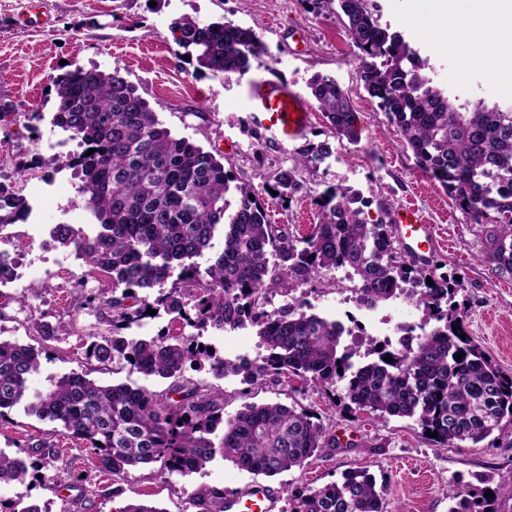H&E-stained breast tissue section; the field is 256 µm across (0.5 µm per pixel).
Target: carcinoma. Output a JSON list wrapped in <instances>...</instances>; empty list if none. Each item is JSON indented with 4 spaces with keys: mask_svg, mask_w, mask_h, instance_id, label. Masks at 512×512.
I'll list each match as a JSON object with an SVG mask.
<instances>
[{
    "mask_svg": "<svg viewBox=\"0 0 512 512\" xmlns=\"http://www.w3.org/2000/svg\"><path fill=\"white\" fill-rule=\"evenodd\" d=\"M304 2L314 13L336 15L351 41L360 85L378 100L403 150L454 196L469 223L492 225L493 260L500 272L512 274V236L500 232V224H512V106L462 104L435 86L416 50L380 25L375 0ZM170 32L214 77L243 76L251 58L268 53L253 28L232 21L205 24L184 16L171 23ZM54 87L53 123L83 146L66 164L99 230L89 237L57 224L52 240L61 248L78 246L88 270L108 274L112 285L111 295L101 290L86 300L112 327L110 336H91L86 359L101 371L124 362L173 384L158 393L73 371L30 400L28 378L57 340L53 326L32 317L37 345L0 338V417L26 403L28 413L84 442L100 470L119 479L156 462L170 473L196 472L218 451L242 470L273 477L303 466L321 448L336 447V438L313 414L294 406L248 403L224 419L223 390L185 378L188 367H206L218 379L230 370L249 387L290 376L313 381L356 412L382 421L405 418L424 433L437 432L433 441L443 447L478 444L512 425V374L467 336L455 301L460 284L436 274L430 260L404 251L392 223L368 222L349 190L320 193L311 233L296 236L269 222L250 183L230 186L214 153L164 127L119 70L76 66L56 77ZM308 89L331 137L360 143L357 112L336 77L317 72ZM333 154L327 141L297 153L291 167L278 172L273 190L292 198L306 185L300 173ZM231 190L233 206L226 199ZM25 204L20 193L0 183V227L17 223ZM219 232L224 245L214 253ZM177 266L186 287L166 291ZM339 267L348 269L364 305L377 307L402 294L422 311L411 347L389 351L370 338L346 345L343 329L310 307L266 309L268 292L288 296L294 286L319 282ZM161 308L197 334H122L148 310ZM247 325L264 349L261 365L226 363L210 348L199 349L196 337L202 333ZM27 450L44 464L53 462L47 442ZM27 474L25 458L0 452V483H22ZM491 492L487 497L485 489L467 486L449 512H496L497 497L512 494V486ZM384 495L371 474L353 470L340 483L298 492L291 512H386ZM188 505L195 512H224V495L202 487L189 495Z\"/></svg>",
    "mask_w": 512,
    "mask_h": 512,
    "instance_id": "cac0c4a2",
    "label": "carcinoma"
}]
</instances>
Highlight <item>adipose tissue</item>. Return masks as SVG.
Segmentation results:
<instances>
[{"label":"adipose tissue","instance_id":"ef3b65f1","mask_svg":"<svg viewBox=\"0 0 512 512\" xmlns=\"http://www.w3.org/2000/svg\"><path fill=\"white\" fill-rule=\"evenodd\" d=\"M477 13H464L458 16L455 28L464 31L475 21H489L494 25L492 32L486 33L478 51L487 62L512 55V0H476Z\"/></svg>","mask_w":512,"mask_h":512}]
</instances>
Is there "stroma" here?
<instances>
[{"label": "stroma", "instance_id": "1", "mask_svg": "<svg viewBox=\"0 0 512 512\" xmlns=\"http://www.w3.org/2000/svg\"><path fill=\"white\" fill-rule=\"evenodd\" d=\"M29 2L0 0V106L12 111L0 120V183L16 187L26 197L40 194L45 224L69 222L64 205L76 184L64 165L76 144L52 124V79L70 62L106 72L120 70L166 127L224 155L231 179L253 185L272 223L307 234L316 222L313 197L298 194L286 201L272 195L269 187L299 150L327 139L325 122L321 113H314L304 138L284 145L273 142L248 119L247 84L277 75L303 93L314 72H326L350 92L362 139L356 145H337L335 157L305 171L307 184L319 192L332 187L360 191L371 222L383 219L388 207L422 209L438 230L432 260L440 263L442 273L461 278L457 301L467 314L471 336L496 364L512 372V275L500 272L493 262L485 226L467 223L454 198L418 170L412 155L399 146L393 125L357 81L349 40L336 18L312 13L303 0H40L48 20L34 26L26 21ZM377 3L382 27L411 40L440 75L455 67L448 52L456 42L454 15L468 12L469 0H457L452 14L439 0ZM183 16L205 23L228 19L252 27L268 53L252 60L247 76H212L173 41L170 25ZM470 70L469 100L512 101V80L499 81L477 62ZM29 233V225L20 223L0 232V250L19 258L27 272L23 285L0 287V337L31 343L34 313L56 327L58 339L42 356L31 378L32 389H45L51 378L75 371L98 381L166 390L168 381L144 377L128 366L112 373L91 368L85 359L90 334L110 331L82 306L98 284L74 286V275L64 265L69 255L65 248L55 250L54 271L44 275L39 266L45 255L30 247ZM221 387L225 416H233L247 400L278 402L310 411L329 434L339 436L336 447L320 449L303 467L268 478V485L278 490L322 487L341 481L349 469L363 467L384 486L387 512H448L457 490L477 478L495 485L512 483V430L477 444L445 448L411 420L393 417L384 422L351 411L333 403L311 382L292 378L262 384L247 397L239 382L225 381ZM41 440L60 449L62 462L87 474L84 489H62L56 468L50 465L43 469L40 482L0 483V512L32 503L48 512H84L77 503L84 492L92 501L85 512H122L136 500L163 512H182L189 495L200 487L238 491L253 479L218 454L193 473L169 474L156 463L116 482L97 468V459L85 444L61 435L55 424L20 406L0 416V450L19 455L26 444Z\"/></svg>", "mask_w": 512, "mask_h": 512}]
</instances>
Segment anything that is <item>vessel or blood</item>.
Wrapping results in <instances>:
<instances>
[{
  "label": "vessel or blood",
  "instance_id": "obj_1",
  "mask_svg": "<svg viewBox=\"0 0 512 512\" xmlns=\"http://www.w3.org/2000/svg\"><path fill=\"white\" fill-rule=\"evenodd\" d=\"M248 118L268 138L283 142L303 136L311 126V107L291 84L271 78L251 83L247 93ZM397 238L412 252L423 255L435 249V227L415 210L402 209L395 219ZM276 493L261 482L224 497V512H275Z\"/></svg>",
  "mask_w": 512,
  "mask_h": 512
}]
</instances>
